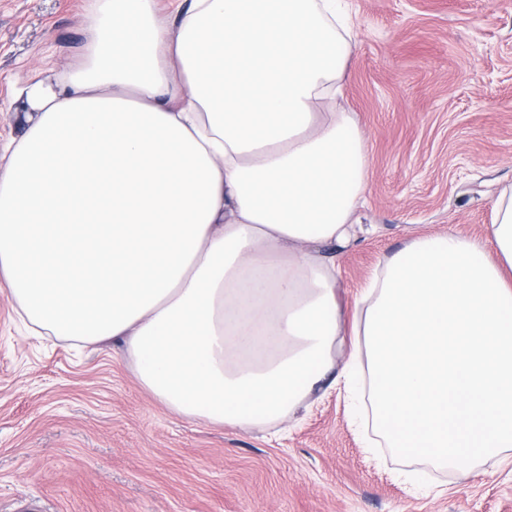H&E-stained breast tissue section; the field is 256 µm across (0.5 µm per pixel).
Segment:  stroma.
Masks as SVG:
<instances>
[{"instance_id": "1", "label": "stroma", "mask_w": 512, "mask_h": 512, "mask_svg": "<svg viewBox=\"0 0 512 512\" xmlns=\"http://www.w3.org/2000/svg\"><path fill=\"white\" fill-rule=\"evenodd\" d=\"M93 0H0V148L14 92L89 39ZM344 107L367 138L361 224L341 257L354 298L418 235H481L512 183V0H351ZM288 432L171 413L119 349L29 336L0 292V512H512V455L409 481L340 389L317 386Z\"/></svg>"}]
</instances>
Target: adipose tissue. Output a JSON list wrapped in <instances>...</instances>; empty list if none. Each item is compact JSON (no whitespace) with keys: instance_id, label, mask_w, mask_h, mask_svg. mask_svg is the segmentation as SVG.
Returning <instances> with one entry per match:
<instances>
[{"instance_id":"ef3b65f1","label":"adipose tissue","mask_w":512,"mask_h":512,"mask_svg":"<svg viewBox=\"0 0 512 512\" xmlns=\"http://www.w3.org/2000/svg\"><path fill=\"white\" fill-rule=\"evenodd\" d=\"M89 24L0 153V279L32 333L118 343L189 420L273 428L340 381L397 456L511 451L512 184L481 236L412 238L343 297L368 177L337 104L349 0H94Z\"/></svg>"}]
</instances>
